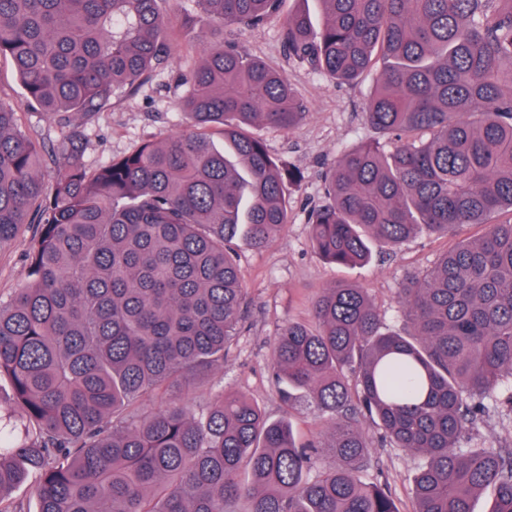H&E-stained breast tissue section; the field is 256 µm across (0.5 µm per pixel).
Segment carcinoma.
Segmentation results:
<instances>
[{
  "label": "carcinoma",
  "mask_w": 512,
  "mask_h": 512,
  "mask_svg": "<svg viewBox=\"0 0 512 512\" xmlns=\"http://www.w3.org/2000/svg\"><path fill=\"white\" fill-rule=\"evenodd\" d=\"M167 2L0 0V56L23 90L0 99V245L36 225L28 283L0 302V380L27 423L0 438V512H28L7 494L29 478L37 512H235L239 499L249 512H400L360 476L367 425L424 455L413 512H475L488 490L490 512H512V448L466 438L486 401L512 412V219L491 222L512 211V0H318V27L284 0H188L174 27ZM273 19L288 59L339 83L373 76L365 120L379 138L327 167L310 215L323 260L363 265L374 242L484 225L403 283L410 334L384 329L346 283L314 298V325L281 328V401L305 392L325 444L243 397L217 392L201 410L164 398L224 368L248 308L235 241L264 248L288 224L299 174L247 128L290 131L306 107L239 44ZM178 41L199 57L179 102L190 129L89 169L73 116L107 110ZM23 104L68 127L48 171ZM144 399L162 406L127 411ZM322 446L334 463L316 472Z\"/></svg>",
  "instance_id": "carcinoma-1"
}]
</instances>
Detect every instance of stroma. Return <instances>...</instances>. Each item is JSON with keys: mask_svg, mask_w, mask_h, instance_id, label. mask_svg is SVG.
<instances>
[{"mask_svg": "<svg viewBox=\"0 0 512 512\" xmlns=\"http://www.w3.org/2000/svg\"><path fill=\"white\" fill-rule=\"evenodd\" d=\"M241 45L253 56L284 70L307 107L306 118L291 131L264 125L251 129L270 156L300 171L301 179L289 191V219L274 241L263 249L243 241L238 244L240 275L249 293V317L232 342L223 373L189 390L174 389L173 394L190 399L198 408L205 407L218 388L246 396L270 417L290 418L298 436L308 440L321 432L313 408L302 396L293 407L283 405L273 376L271 346L280 328L291 321H310L315 296L324 288L346 282L367 290L386 328L404 332L409 324L397 292L406 277L432 266L459 240L481 236L484 227L467 224L448 236L422 228L396 253L374 257L369 264L350 267L324 263L312 249L308 215L325 201V162L375 137L364 118L372 80L367 77L356 84H340L294 63L285 56L274 24L244 34ZM193 64V58L176 56L136 91L113 99L111 111L87 121L86 166L98 167L122 158L144 142L184 131L187 119L178 107L186 91L181 77ZM30 238L26 230L0 246L2 301L9 300L27 280ZM369 438L373 466L367 480L388 485L401 512H412L414 476L421 456L391 447L380 432H370Z\"/></svg>", "mask_w": 512, "mask_h": 512, "instance_id": "35a3bbf8", "label": "stroma"}]
</instances>
